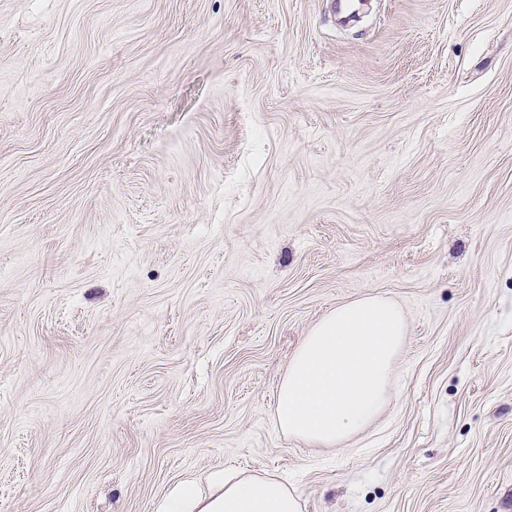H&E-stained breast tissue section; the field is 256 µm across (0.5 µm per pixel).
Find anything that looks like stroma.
<instances>
[{
    "instance_id": "obj_1",
    "label": "stroma",
    "mask_w": 512,
    "mask_h": 512,
    "mask_svg": "<svg viewBox=\"0 0 512 512\" xmlns=\"http://www.w3.org/2000/svg\"><path fill=\"white\" fill-rule=\"evenodd\" d=\"M390 397L274 421L336 306ZM229 468L301 512H512V0H0V512H159ZM407 337L401 307L378 294L336 306L304 337L281 379L275 422L289 436L333 448L384 408Z\"/></svg>"
}]
</instances>
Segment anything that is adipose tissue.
<instances>
[{
  "mask_svg": "<svg viewBox=\"0 0 512 512\" xmlns=\"http://www.w3.org/2000/svg\"><path fill=\"white\" fill-rule=\"evenodd\" d=\"M407 337L401 307L378 294L336 306L304 337L279 386L275 422L289 436L333 448L364 430L384 408ZM179 512H300L284 481L228 469L214 490L186 484Z\"/></svg>",
  "mask_w": 512,
  "mask_h": 512,
  "instance_id": "1",
  "label": "adipose tissue"
}]
</instances>
